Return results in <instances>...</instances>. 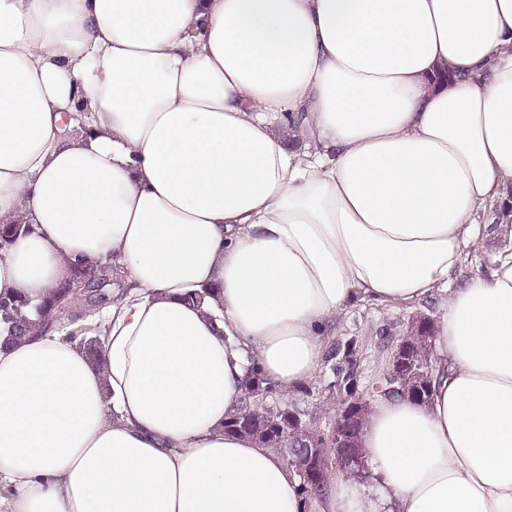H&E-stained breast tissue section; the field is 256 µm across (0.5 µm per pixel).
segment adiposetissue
<instances>
[{"mask_svg":"<svg viewBox=\"0 0 512 512\" xmlns=\"http://www.w3.org/2000/svg\"><path fill=\"white\" fill-rule=\"evenodd\" d=\"M512 0H0V297L124 279L0 348V512H512ZM443 293L432 398L374 403L304 494L225 430L317 374L349 302ZM511 245L508 238L498 235L483 236L476 245L465 249L464 262L461 270L462 277L485 273L491 265L493 255L500 248ZM122 279L112 260L87 266L74 264L71 277L63 282L48 299L35 307L39 317L36 324L41 332L63 327L65 321L73 322L75 302H80L87 312L106 309L114 301L113 288H121ZM79 288V294L75 289Z\"/></svg>","mask_w":512,"mask_h":512,"instance_id":"1","label":"adipose tissue"}]
</instances>
